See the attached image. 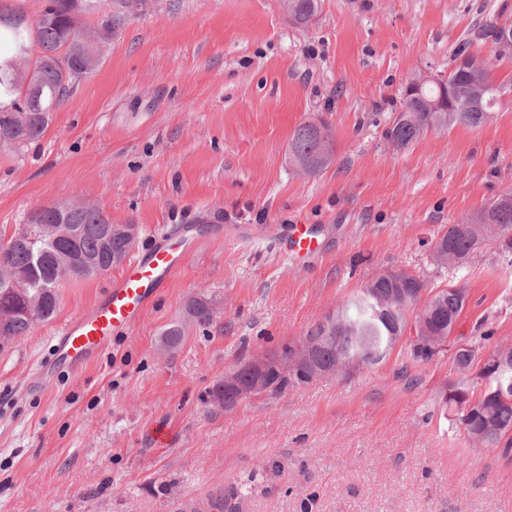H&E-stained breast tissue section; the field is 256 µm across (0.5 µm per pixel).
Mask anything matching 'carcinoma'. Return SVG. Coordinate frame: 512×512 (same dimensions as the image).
<instances>
[{
  "label": "carcinoma",
  "instance_id": "1",
  "mask_svg": "<svg viewBox=\"0 0 512 512\" xmlns=\"http://www.w3.org/2000/svg\"><path fill=\"white\" fill-rule=\"evenodd\" d=\"M144 0H43L41 11L28 18L18 6L0 3V143L15 147L38 140L46 131L51 112L66 99L75 83L93 74L102 58L83 56L85 36L111 43L130 17L143 12ZM320 0H284L296 25L306 27L318 14ZM506 25L489 21L476 39L493 43L496 60H512V43L503 40ZM471 42L455 47L457 65L443 77V86L426 83L402 94L398 112L384 131L401 149L429 130L457 125L479 128L492 120L503 88L487 63L469 52ZM34 118L26 123L19 114ZM292 161L308 174H317L333 160L332 143L321 136L313 122L298 125L291 138ZM112 220L88 204L60 212L39 208L19 225L6 241L0 240V269L12 278H0V350L28 335L37 322L51 320L60 305V286L81 280L80 271L67 274L70 265H90L112 270V254L129 252L124 237L105 233ZM493 243L504 254L512 253V190L458 224H450L435 241L431 258L437 265L465 266L483 245ZM427 292L416 305L420 292ZM467 304L462 286L426 291L419 276L406 271H385L374 276L355 295L311 327L305 339L315 346V361L325 368L340 359L360 360L358 368L382 363L394 347L405 342L415 362L427 363L445 351L455 324ZM216 308L204 297L189 299L182 316L162 333L167 350L178 349L192 326L206 328ZM492 336L463 337L451 355L460 373L474 372L485 382L474 395L467 381L448 382L441 404L461 425L469 439L479 436L483 446L512 454V355L492 356L500 345L490 346ZM294 345L270 354L263 391L283 393L308 383L318 374L294 367L283 372L278 363L289 361Z\"/></svg>",
  "mask_w": 512,
  "mask_h": 512
}]
</instances>
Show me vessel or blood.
Here are the masks:
<instances>
[{
  "label": "vessel or blood",
  "instance_id": "b4317fda",
  "mask_svg": "<svg viewBox=\"0 0 512 512\" xmlns=\"http://www.w3.org/2000/svg\"><path fill=\"white\" fill-rule=\"evenodd\" d=\"M288 245L299 257L318 255L325 248L312 224L292 225ZM195 247L194 239L174 234L135 257L90 308L61 326L49 356L36 368L37 376L51 378L63 368L76 373L97 360L117 335L136 324Z\"/></svg>",
  "mask_w": 512,
  "mask_h": 512
}]
</instances>
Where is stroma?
<instances>
[{
  "label": "stroma",
  "instance_id": "1",
  "mask_svg": "<svg viewBox=\"0 0 512 512\" xmlns=\"http://www.w3.org/2000/svg\"><path fill=\"white\" fill-rule=\"evenodd\" d=\"M294 25L281 0H156L51 114L43 136L0 146V239L35 209L79 201L139 229L137 252L184 224L203 242L131 330L79 373L37 387L52 336L110 274L64 284L47 322L0 352V512H512V460L476 448L439 402L449 354L319 378L232 409L225 372L298 342L376 274L460 284L455 336L512 343V255L483 246L463 270L430 260L439 232L512 188V61L488 124L431 130L395 149L384 130L415 74H448L455 45L512 0H321ZM323 123L334 160L307 175L296 126ZM293 224L326 248L296 259ZM217 318L160 346L186 301ZM164 427L169 446L151 435Z\"/></svg>",
  "mask_w": 512,
  "mask_h": 512
}]
</instances>
